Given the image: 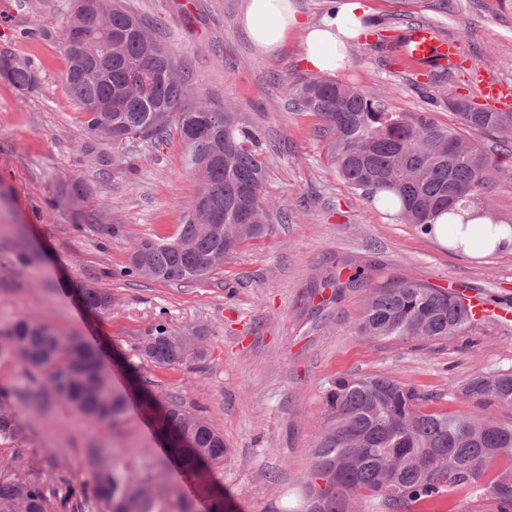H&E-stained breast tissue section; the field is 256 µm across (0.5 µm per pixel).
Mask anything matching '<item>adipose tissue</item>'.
<instances>
[{
    "label": "adipose tissue",
    "mask_w": 512,
    "mask_h": 512,
    "mask_svg": "<svg viewBox=\"0 0 512 512\" xmlns=\"http://www.w3.org/2000/svg\"><path fill=\"white\" fill-rule=\"evenodd\" d=\"M371 12L363 0H342L319 21H309L295 0H246L241 23L256 49L271 52L284 46L289 36L303 35L305 67L315 73L343 69L348 46L364 31L362 20ZM430 234L449 250L472 257L499 251L512 252V227L491 228L487 219H476L471 209L460 210L454 223L437 222Z\"/></svg>",
    "instance_id": "ef3b65f1"
}]
</instances>
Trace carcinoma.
I'll list each match as a JSON object with an SVG mask.
<instances>
[{
    "label": "carcinoma",
    "instance_id": "cac0c4a2",
    "mask_svg": "<svg viewBox=\"0 0 512 512\" xmlns=\"http://www.w3.org/2000/svg\"><path fill=\"white\" fill-rule=\"evenodd\" d=\"M405 32L380 37L372 47L396 51ZM60 47L67 60L64 81L87 134L119 147L130 140L156 141L175 135L186 167L198 189L184 223L171 239L141 237L131 249L124 274L166 283H204L242 244L269 234L283 216L266 191L264 142L242 112L215 108L206 99L186 104L189 78L171 48L121 0H76ZM3 77L21 92L38 87L32 65L0 56ZM298 107L318 116L339 175L370 202L396 211L421 232L441 216L477 205L479 216L497 220L484 194L499 172L498 161L477 144L440 123L434 108L443 105L462 124L507 145L512 142V112H491L460 98L438 100L431 108L395 112L387 104L340 81L312 76L289 89ZM87 191L76 181L62 185L57 198L83 215ZM331 276L323 288L344 289L362 283ZM85 301L97 312L111 308V294L81 285ZM471 319L447 290L404 280L373 290L357 334L365 338L442 341L459 336ZM202 326L172 329L158 323L141 345L157 367L206 358L192 336ZM4 339L29 366L47 373L52 394L76 412L110 421L125 406L112 391L97 353L77 336L59 333L40 318L0 329ZM462 395L490 398L512 406V372L470 379ZM427 397L415 388L382 375L338 377L326 393L327 427L314 452L307 512H349L354 499L369 494L385 512H413L452 490L486 494L497 512H512V422L425 410ZM172 447H185L191 459L218 465L227 448L224 438L201 414L173 407L160 418ZM506 458L511 464L495 469ZM94 501L108 512H152L153 488L111 469L90 483L69 488L67 498ZM43 486L19 465L0 468V512H53Z\"/></svg>",
    "mask_w": 512,
    "mask_h": 512
}]
</instances>
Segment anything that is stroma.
<instances>
[{"instance_id": "obj_1", "label": "stroma", "mask_w": 512, "mask_h": 512, "mask_svg": "<svg viewBox=\"0 0 512 512\" xmlns=\"http://www.w3.org/2000/svg\"><path fill=\"white\" fill-rule=\"evenodd\" d=\"M191 2L194 21L181 9ZM383 35L415 22L433 24L462 46L463 60L438 92L476 97V73L512 84V10L497 0H369ZM155 25L188 71L194 91L212 104L232 103L261 131L267 192L288 214L268 236L242 245L203 284L125 276L132 240L176 236L197 183L178 138L133 140L121 147L89 136L63 73L57 39L73 0H0L11 24L0 55L32 64L38 89L21 94L0 77V328L24 317L48 320L101 350L115 391L127 397L116 422H97L60 402H44L45 375H33L0 341V412L15 437L0 439V465L19 464L47 492L92 480L98 466L130 472L159 489L153 512H298L326 426L325 396L340 376L393 377L428 396L429 412L492 416L512 422V407L465 398L470 378L512 371V323L483 320L443 341L366 339L357 324L371 288L412 280L436 288L455 283L490 305L512 307V252L482 259L456 254L392 211L368 202L339 176L330 141L314 114L284 94L310 72L300 35L262 54L240 25L244 0H124ZM337 72L368 96L400 112L427 108L413 69L385 62L361 38ZM503 169L488 193L492 213L512 222V152L473 130ZM125 164L113 166V154ZM89 189L88 220L53 206L60 184ZM119 225V234L110 226ZM34 250L31 263L18 259ZM363 272L367 283L314 311L309 292L326 273ZM108 291L109 312L90 311L79 288ZM205 329L204 361L158 368L141 354L155 324ZM157 403L147 410V399ZM200 411L223 436L222 464L204 465L205 488H185L193 468L170 448L160 411Z\"/></svg>"}]
</instances>
